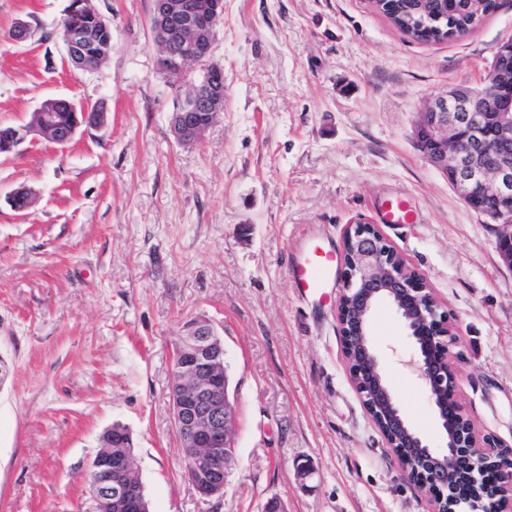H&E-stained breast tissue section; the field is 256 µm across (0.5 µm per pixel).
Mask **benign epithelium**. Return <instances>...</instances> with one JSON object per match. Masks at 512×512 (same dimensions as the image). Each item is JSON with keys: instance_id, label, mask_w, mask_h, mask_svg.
I'll use <instances>...</instances> for the list:
<instances>
[{"instance_id": "1", "label": "benign epithelium", "mask_w": 512, "mask_h": 512, "mask_svg": "<svg viewBox=\"0 0 512 512\" xmlns=\"http://www.w3.org/2000/svg\"><path fill=\"white\" fill-rule=\"evenodd\" d=\"M88 2L76 0L71 14L105 24ZM223 13L224 0H154L151 26L160 47L158 68L182 91L169 121L179 144L198 141L224 108V69L210 62ZM92 37L90 27L69 28L63 43L72 65L99 68L86 53ZM73 116L70 124L61 125L54 112L40 107L27 123L12 129L5 153L30 135L65 146L80 127H102L108 120L100 106H83ZM416 138L461 199L498 224L496 248L512 267V36L497 47L484 86L452 88L427 104ZM482 201L494 203L492 212L482 209ZM340 262L343 285L336 319L350 380L398 457L401 475L430 495L432 512H457L462 504L473 512H507L512 506V460L498 464L499 445L479 437L453 397L457 373L449 343L454 326L426 278L408 267L373 224L347 231ZM381 302L396 309L414 342L409 365L437 410L446 434L443 449L430 446L407 424L382 377L368 339L372 311ZM173 365L170 401L189 479L202 499H220L225 463L235 452V411L224 342L210 320L199 317L184 326ZM100 441L91 463L97 481L89 512H142L140 479L127 451L129 431L110 427ZM405 448L418 454L417 465L406 463Z\"/></svg>"}]
</instances>
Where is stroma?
I'll return each mask as SVG.
<instances>
[{
    "label": "stroma",
    "mask_w": 512,
    "mask_h": 512,
    "mask_svg": "<svg viewBox=\"0 0 512 512\" xmlns=\"http://www.w3.org/2000/svg\"><path fill=\"white\" fill-rule=\"evenodd\" d=\"M75 0H0V125L43 101L100 105L101 128L66 146L36 137L0 156V512H87L99 437L125 426L151 512H429L350 382L338 288L303 295L288 268L304 238L341 253L352 224H379L455 326V396L482 438L512 445V268L497 227L418 149L432 97L479 86L512 34L497 0L462 38L423 42L371 0H224L211 59L224 110L176 143V92L157 67L153 0H91L112 25L97 70L71 66L60 24ZM31 36H8L17 20ZM35 202L23 212L14 190ZM406 196L413 224H380ZM224 340L236 451L224 496L188 480L169 385L191 319ZM370 340L410 426L444 443L385 303ZM314 473L300 479L296 465Z\"/></svg>",
    "instance_id": "obj_1"
}]
</instances>
